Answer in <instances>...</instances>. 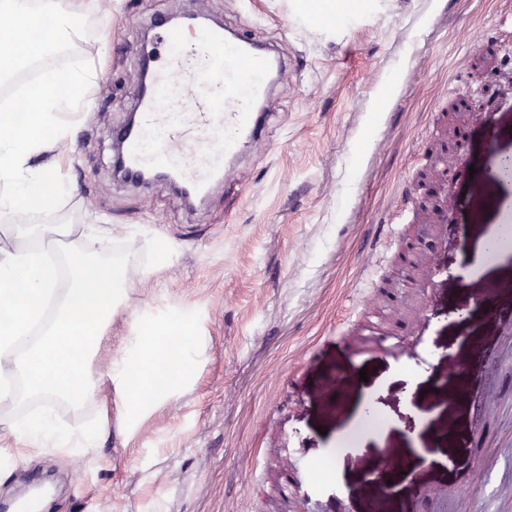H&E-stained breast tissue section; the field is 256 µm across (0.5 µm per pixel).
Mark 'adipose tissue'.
Returning <instances> with one entry per match:
<instances>
[{"mask_svg":"<svg viewBox=\"0 0 512 512\" xmlns=\"http://www.w3.org/2000/svg\"><path fill=\"white\" fill-rule=\"evenodd\" d=\"M58 25L39 38L44 14ZM12 28L0 29V75L19 58L38 57L47 43L69 40L77 0H0ZM57 72L45 70L25 92V123L0 113V464L48 451L82 456L99 447L120 422L134 434L160 403L176 397L198 373L197 322L191 312L146 308L108 371L96 363L108 350L113 319L126 307L132 274L150 275L171 246L159 239L132 243L110 230L101 238L79 224H49L71 193L59 174V144L79 127L98 75L85 61L70 68L77 88L57 95ZM152 260L141 264L142 253ZM93 406L72 426L54 410Z\"/></svg>","mask_w":512,"mask_h":512,"instance_id":"obj_1","label":"adipose tissue"}]
</instances>
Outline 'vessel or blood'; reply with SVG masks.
Wrapping results in <instances>:
<instances>
[{
    "label": "vessel or blood",
    "mask_w": 512,
    "mask_h": 512,
    "mask_svg": "<svg viewBox=\"0 0 512 512\" xmlns=\"http://www.w3.org/2000/svg\"><path fill=\"white\" fill-rule=\"evenodd\" d=\"M152 87L138 99L135 127L115 133L128 180L162 167L179 191L205 194L224 164L258 139L263 103L283 63L270 50L223 29L156 26L140 51Z\"/></svg>",
    "instance_id": "b4317fda"
}]
</instances>
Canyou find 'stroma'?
Returning <instances> with one entry per match:
<instances>
[{"mask_svg":"<svg viewBox=\"0 0 512 512\" xmlns=\"http://www.w3.org/2000/svg\"><path fill=\"white\" fill-rule=\"evenodd\" d=\"M200 13L277 48L261 138L226 166L192 207L165 182L115 173L113 130L138 100L137 48L156 18ZM76 58L104 74L82 125L63 146L73 192L61 224L123 227L174 251L135 277L110 329L129 333L146 307L191 308L201 368L153 410L133 439L113 425L91 455L46 454L0 472V504L31 485L53 494L42 512H512V427L502 413L476 422L474 382L443 394L449 366L498 351L489 317L512 324V254L466 271L464 257L496 224H511L496 177L512 155V0H375L364 14L324 25L296 0H112L104 17L84 0ZM497 32L485 59L476 42ZM481 100L454 119V98ZM463 124L468 166L427 204L442 218L417 224L401 209L405 182L428 155L452 166L450 129ZM405 233L436 273L424 287L407 262L376 246L378 225ZM423 372L416 387L395 367ZM367 381H360V373ZM381 426L360 433L366 404ZM448 457L441 470L425 454ZM430 486L410 499L367 493L387 454ZM332 466L315 480L319 461Z\"/></svg>","mask_w":512,"mask_h":512,"instance_id":"35a3bbf8","label":"stroma"}]
</instances>
